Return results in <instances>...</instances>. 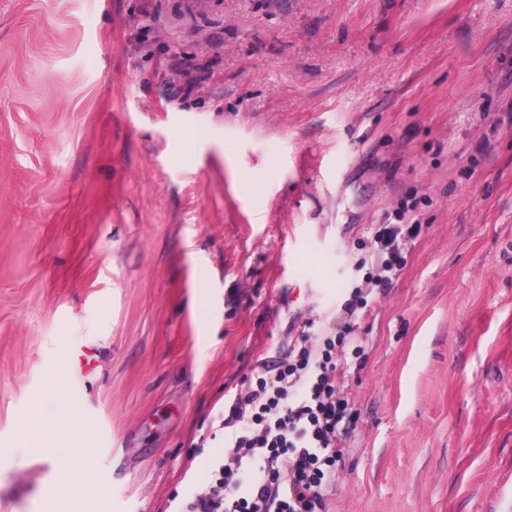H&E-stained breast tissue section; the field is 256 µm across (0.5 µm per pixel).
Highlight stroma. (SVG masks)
Instances as JSON below:
<instances>
[{
  "label": "stroma",
  "mask_w": 512,
  "mask_h": 512,
  "mask_svg": "<svg viewBox=\"0 0 512 512\" xmlns=\"http://www.w3.org/2000/svg\"><path fill=\"white\" fill-rule=\"evenodd\" d=\"M401 218L328 510L512 512V0H0V512L65 404L80 512H172Z\"/></svg>",
  "instance_id": "35a3bbf8"
}]
</instances>
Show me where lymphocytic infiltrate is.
<instances>
[{
    "label": "lymphocytic infiltrate",
    "mask_w": 512,
    "mask_h": 512,
    "mask_svg": "<svg viewBox=\"0 0 512 512\" xmlns=\"http://www.w3.org/2000/svg\"><path fill=\"white\" fill-rule=\"evenodd\" d=\"M416 224H378L361 248L377 260L341 305L334 334L301 337L272 367L244 378L224 410V450L204 490L175 512H326L355 410L345 390L351 359L364 355L357 320L369 298L391 288L406 265Z\"/></svg>",
    "instance_id": "lymphocytic-infiltrate-1"
}]
</instances>
